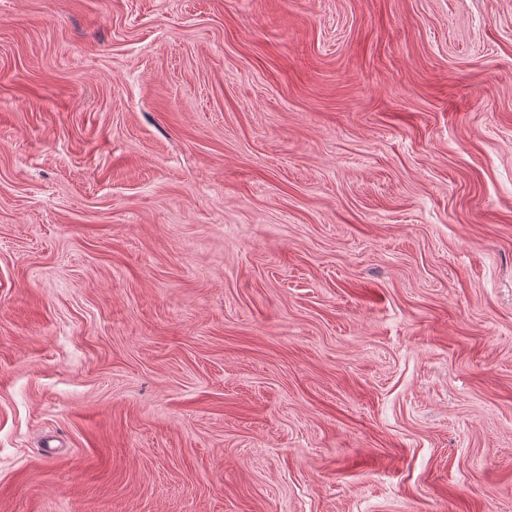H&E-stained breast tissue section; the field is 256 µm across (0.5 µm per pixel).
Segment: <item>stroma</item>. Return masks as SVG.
Listing matches in <instances>:
<instances>
[{
	"mask_svg": "<svg viewBox=\"0 0 512 512\" xmlns=\"http://www.w3.org/2000/svg\"><path fill=\"white\" fill-rule=\"evenodd\" d=\"M0 512H512V0H0Z\"/></svg>",
	"mask_w": 512,
	"mask_h": 512,
	"instance_id": "stroma-1",
	"label": "stroma"
}]
</instances>
